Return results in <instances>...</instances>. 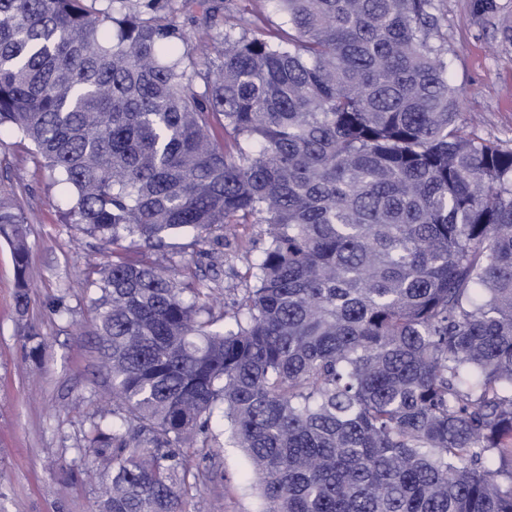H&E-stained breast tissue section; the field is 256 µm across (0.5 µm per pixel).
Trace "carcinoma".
Masks as SVG:
<instances>
[{
  "label": "carcinoma",
  "instance_id": "carcinoma-1",
  "mask_svg": "<svg viewBox=\"0 0 512 512\" xmlns=\"http://www.w3.org/2000/svg\"><path fill=\"white\" fill-rule=\"evenodd\" d=\"M96 2L0 0V133L112 244L83 283L97 512H195L226 432L260 512H512V148L460 118L438 0H277L279 38L209 7L212 57L182 0ZM248 222L261 256L218 309L125 254ZM0 234L23 312L4 197ZM180 21L185 22L187 29L193 36V46L200 56L208 51L203 42L207 40V32L204 28L203 9L199 2H190L184 13L180 15Z\"/></svg>",
  "mask_w": 512,
  "mask_h": 512
}]
</instances>
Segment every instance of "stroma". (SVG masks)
Listing matches in <instances>:
<instances>
[{
    "label": "stroma",
    "instance_id": "1",
    "mask_svg": "<svg viewBox=\"0 0 512 512\" xmlns=\"http://www.w3.org/2000/svg\"><path fill=\"white\" fill-rule=\"evenodd\" d=\"M225 24L254 21L264 31L281 23L271 0H216ZM446 22L449 74L459 89L464 120L484 137L512 146V0H439ZM0 194L23 212L28 227L30 302L16 311L14 259L0 237V512H94L99 467L79 453L83 434L112 396L102 367L90 298L80 287L111 243L64 223L69 196L48 175L32 146L12 133L0 135ZM170 240L182 264L226 281L245 274L257 252L228 249L220 234L191 247ZM222 256L219 270L211 260ZM47 340L32 355L25 326ZM215 465L220 483L198 486L203 512H256L243 452L223 448Z\"/></svg>",
    "mask_w": 512,
    "mask_h": 512
}]
</instances>
